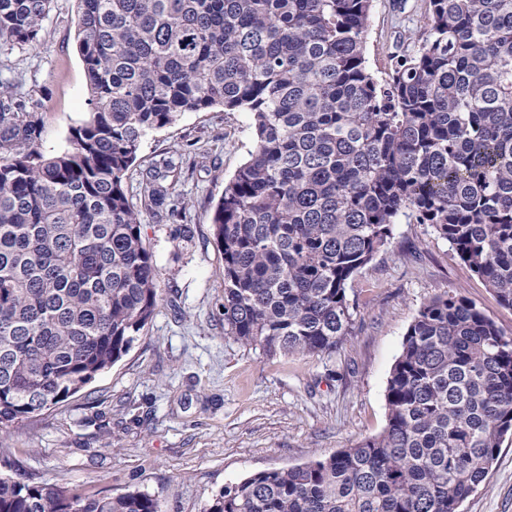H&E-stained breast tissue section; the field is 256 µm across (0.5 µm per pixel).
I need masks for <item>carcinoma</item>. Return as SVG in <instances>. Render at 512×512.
<instances>
[{"instance_id": "cac0c4a2", "label": "carcinoma", "mask_w": 512, "mask_h": 512, "mask_svg": "<svg viewBox=\"0 0 512 512\" xmlns=\"http://www.w3.org/2000/svg\"><path fill=\"white\" fill-rule=\"evenodd\" d=\"M91 106L45 155L34 105L0 80V438L132 348L159 303L140 209L175 212L180 167L143 139L184 112L251 116L249 159L213 214L224 335L331 356L348 283L401 218L428 224L512 309V0H422L425 29L383 82L365 47L375 0H77ZM52 0H0V42L35 46ZM382 433L254 473L202 512H460L512 431V337L477 305L418 310L385 388ZM0 512H161L0 473Z\"/></svg>"}]
</instances>
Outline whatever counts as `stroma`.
<instances>
[{"label": "stroma", "mask_w": 512, "mask_h": 512, "mask_svg": "<svg viewBox=\"0 0 512 512\" xmlns=\"http://www.w3.org/2000/svg\"><path fill=\"white\" fill-rule=\"evenodd\" d=\"M418 0H375L365 58L385 77L403 54ZM75 0H53L37 46L0 45V73L37 107L42 152L69 146L90 107L76 50ZM253 146L251 117L214 107L187 112L142 143L136 170L181 165L185 213L142 215L159 271L160 301L132 349L86 388L18 425L9 446L24 470L87 493L142 490L161 512H202L225 486L288 468L381 433L385 387L420 305L449 291L476 303L512 336L501 306L426 224H396L390 243L351 281L352 334L332 356L240 346L224 335V255L213 235L224 183ZM463 512H512V433Z\"/></svg>", "instance_id": "obj_1"}]
</instances>
